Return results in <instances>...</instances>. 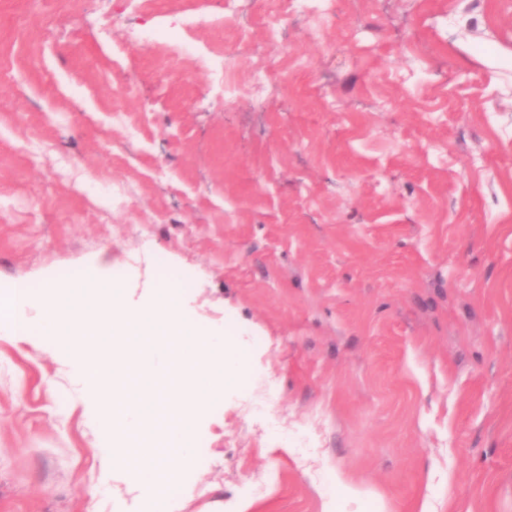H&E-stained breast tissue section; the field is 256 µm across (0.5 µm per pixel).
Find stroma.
Instances as JSON below:
<instances>
[{
    "instance_id": "obj_1",
    "label": "stroma",
    "mask_w": 512,
    "mask_h": 512,
    "mask_svg": "<svg viewBox=\"0 0 512 512\" xmlns=\"http://www.w3.org/2000/svg\"><path fill=\"white\" fill-rule=\"evenodd\" d=\"M224 2L0 0V284L175 263L247 345L177 512H512V0ZM101 445L1 339L0 512H144Z\"/></svg>"
}]
</instances>
